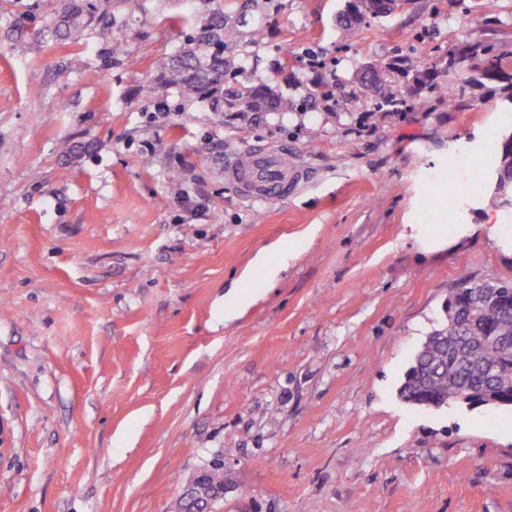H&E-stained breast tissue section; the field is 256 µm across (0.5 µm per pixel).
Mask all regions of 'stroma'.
I'll return each instance as SVG.
<instances>
[{"label":"stroma","mask_w":512,"mask_h":512,"mask_svg":"<svg viewBox=\"0 0 512 512\" xmlns=\"http://www.w3.org/2000/svg\"><path fill=\"white\" fill-rule=\"evenodd\" d=\"M90 2L109 27L70 44L63 0H0V512H175L216 461L217 512H512V409L398 396L460 277L512 280V212L448 179L512 127V0H402L347 39L343 0H224L226 95L194 101L138 89L212 0ZM465 44L504 78L465 88ZM403 58L437 87L376 111L360 66ZM257 84L292 109L230 105ZM254 143L307 184L241 199L224 156ZM458 58H461L463 60L469 59V58H474V59L480 58L481 63L486 65V67L482 71V73L479 72V77H475V76H466L465 77L464 82L467 85V87H469L471 89L482 86L484 79L494 76L496 73L500 72L502 69V59L498 58L497 56L490 55V52L485 49L478 51L471 47L462 46V47H458L456 49L451 50L448 53L449 68H454V66L457 63H459ZM205 475V471L201 472L191 481V484L195 485L201 483L204 480ZM206 480L207 487L210 490H215L210 495L211 502L208 507V511L213 512L212 509L215 502L223 499L224 497V465L220 462L213 463V465L207 469Z\"/></svg>","instance_id":"1"}]
</instances>
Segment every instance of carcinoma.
<instances>
[{"label":"carcinoma","instance_id":"cac0c4a2","mask_svg":"<svg viewBox=\"0 0 512 512\" xmlns=\"http://www.w3.org/2000/svg\"><path fill=\"white\" fill-rule=\"evenodd\" d=\"M92 19L87 0H68L59 16L53 34L59 40L77 42ZM233 29L224 26V11L212 10L201 34L188 40L179 53L161 62L157 76L141 85L139 94L151 99L160 90L174 86L179 95L189 101L224 96V78L230 62L224 59V44L235 40ZM478 58L485 64L479 76H467V87L474 89L483 80L502 69V59L462 46L448 53V67L459 60ZM398 73L413 82L414 92L436 87L437 69L405 62L397 67ZM378 111L394 110L406 103L398 97L388 78L369 88ZM236 104L250 111L274 110L286 112L291 107L287 97L267 85L244 88L235 95ZM499 187L486 185L487 173L475 180V195L483 205L500 209L504 201L501 191H512V134L503 135L492 163ZM478 282L461 280L455 296L448 298L446 324L433 331L416 354L404 374L399 388L400 398L413 405L442 408L462 405L467 395L483 397L486 389L498 386L501 403L512 406V281L499 282L505 308L500 311L470 312L468 305ZM207 487L217 490L224 487V464L215 462L207 469Z\"/></svg>","mask_w":512,"mask_h":512}]
</instances>
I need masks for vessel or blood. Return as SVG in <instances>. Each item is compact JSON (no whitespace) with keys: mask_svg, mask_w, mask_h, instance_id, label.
<instances>
[{"mask_svg":"<svg viewBox=\"0 0 512 512\" xmlns=\"http://www.w3.org/2000/svg\"><path fill=\"white\" fill-rule=\"evenodd\" d=\"M307 180L305 169L281 148L250 146L224 159V181L249 202L284 200Z\"/></svg>","mask_w":512,"mask_h":512,"instance_id":"b4317fda","label":"vessel or blood"}]
</instances>
